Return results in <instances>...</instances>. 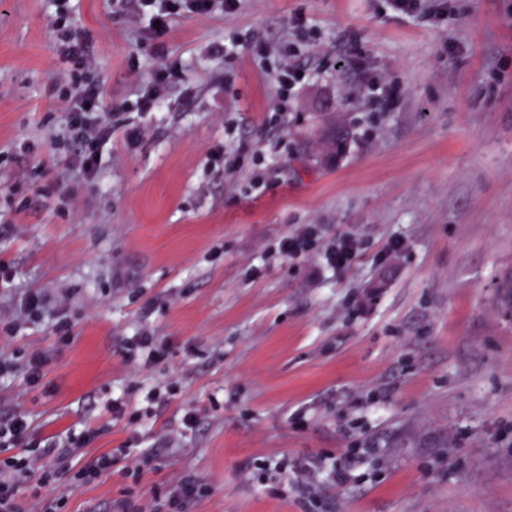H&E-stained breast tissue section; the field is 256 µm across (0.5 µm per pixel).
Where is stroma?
<instances>
[{"label":"stroma","mask_w":512,"mask_h":512,"mask_svg":"<svg viewBox=\"0 0 512 512\" xmlns=\"http://www.w3.org/2000/svg\"><path fill=\"white\" fill-rule=\"evenodd\" d=\"M428 4L218 2L158 35L127 0H0V357L44 360L38 386L0 379V417L28 415L19 452L72 430L76 466L113 455L79 487L37 462L30 512L163 503L183 476L206 487L185 512H512V0ZM65 11L95 68L60 55ZM78 76L112 123L90 178ZM309 225L357 241L349 268L275 256ZM31 292L66 297L70 342ZM143 331L164 360L126 362Z\"/></svg>","instance_id":"obj_1"}]
</instances>
